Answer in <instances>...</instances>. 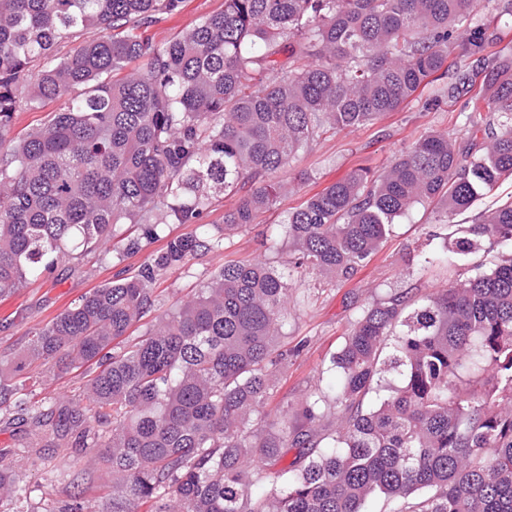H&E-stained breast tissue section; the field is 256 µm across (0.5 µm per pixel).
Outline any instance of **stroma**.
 Listing matches in <instances>:
<instances>
[{"mask_svg": "<svg viewBox=\"0 0 512 512\" xmlns=\"http://www.w3.org/2000/svg\"><path fill=\"white\" fill-rule=\"evenodd\" d=\"M223 7L224 0H181L175 11L161 15L151 26L140 28L139 34L160 46ZM483 95L477 85L470 96L451 102L439 98L438 86L433 83L375 124L347 128L314 141L281 172V180L293 182L294 187L283 194L274 209L261 216L260 227L279 223L284 211L301 206L354 170H382L392 158L428 133L445 131L457 142H473L475 136L467 117L473 112L476 99ZM435 229L429 213L419 206L413 208L407 216L396 220L381 250L353 279L317 299L289 305L284 331L289 340L302 338L306 345L288 365L279 386L278 402H293L334 382L329 360L357 310L393 288H419L431 293L457 278L458 270L454 267L419 272L412 264L411 251L426 248L428 236ZM141 261L137 255L122 265L115 253L101 250L77 260L65 259L51 273L0 301V357L15 355L26 346L35 329L49 323L92 288L111 282L120 267L132 268ZM223 262V253H211L188 269L164 275L156 285L160 308H169L194 294L200 281ZM23 438V433L13 428L0 431V465L13 471L19 484L32 490L34 498L59 506L78 496L94 512L109 498L111 476L105 470L87 467L83 449L37 448L33 454L38 461L33 464L12 453Z\"/></svg>", "mask_w": 512, "mask_h": 512, "instance_id": "35a3bbf8", "label": "stroma"}]
</instances>
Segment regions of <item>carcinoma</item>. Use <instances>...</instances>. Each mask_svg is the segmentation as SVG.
<instances>
[{
	"instance_id": "carcinoma-1",
	"label": "carcinoma",
	"mask_w": 512,
	"mask_h": 512,
	"mask_svg": "<svg viewBox=\"0 0 512 512\" xmlns=\"http://www.w3.org/2000/svg\"><path fill=\"white\" fill-rule=\"evenodd\" d=\"M180 0H0V300L61 257L107 245L119 224L165 244L132 276L120 270L0 359V423L28 413L47 448L68 439L112 471L101 512H512V201L453 240L416 254L452 266L494 249L489 270L428 296L394 290L359 312L330 360L339 387L275 416L288 361L282 341L291 278L268 259L227 258L197 292L159 312V278L224 250L276 204L274 175L332 129L372 124L425 83L448 97L490 91L468 123L481 153L431 133L387 170H358L288 212V265L310 277L306 298L357 274L395 219L439 201L434 221L471 208L512 177V53L481 0H224V9L165 46L134 30ZM88 29L95 40L83 39ZM72 48L64 52L62 47ZM144 69L116 80L129 62ZM274 71L277 77L267 78ZM58 101L48 124L8 140L15 112ZM215 235L193 224L217 193ZM124 352L112 342L146 317ZM86 368V404L35 401V365ZM291 464L269 474L283 449ZM270 484L254 497L250 488ZM0 512H82L34 503L0 466Z\"/></svg>"
}]
</instances>
